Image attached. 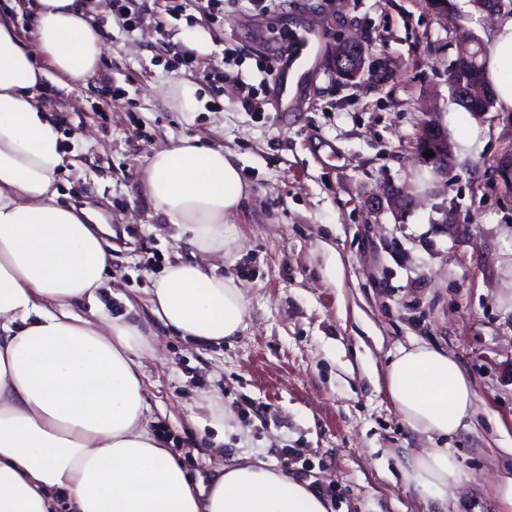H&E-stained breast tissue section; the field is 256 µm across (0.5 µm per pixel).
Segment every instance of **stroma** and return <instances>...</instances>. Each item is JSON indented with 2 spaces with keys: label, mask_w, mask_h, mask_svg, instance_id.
Here are the masks:
<instances>
[{
  "label": "stroma",
  "mask_w": 512,
  "mask_h": 512,
  "mask_svg": "<svg viewBox=\"0 0 512 512\" xmlns=\"http://www.w3.org/2000/svg\"><path fill=\"white\" fill-rule=\"evenodd\" d=\"M438 15L424 0H226L211 21L193 0L180 16L144 0L123 27L113 0H86L104 43L96 75L74 82L48 61L37 97L62 136L61 202L108 225L112 272L98 291L109 315L147 323V424L167 435L194 482L247 456L332 492L333 512H438L408 463L437 440L410 428L387 392L398 349L428 344L459 366L474 412L448 440L464 474L449 512H497L512 474V113L474 116L454 101L448 71L461 32L488 43L494 20L468 0ZM305 24L358 38L362 76L344 85L318 57L295 112L245 111L234 76L269 85L274 31ZM198 70L175 68L173 52ZM223 72L219 84L203 71ZM176 82L198 107L176 110ZM129 101L112 99V85ZM448 135L447 176L416 146L428 106ZM199 139L231 154L247 197L230 217L233 244L217 272L247 300L239 336L198 345L145 305L163 268L192 249L144 192L155 150ZM403 193L401 201L387 194ZM249 405L240 414V405Z\"/></svg>",
  "instance_id": "35a3bbf8"
}]
</instances>
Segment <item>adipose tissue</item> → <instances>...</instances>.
Returning <instances> with one entry per match:
<instances>
[{"label":"adipose tissue","mask_w":512,"mask_h":512,"mask_svg":"<svg viewBox=\"0 0 512 512\" xmlns=\"http://www.w3.org/2000/svg\"><path fill=\"white\" fill-rule=\"evenodd\" d=\"M32 9L29 44L0 15V512H328L306 482L264 462L222 466L201 487L148 431L140 357L150 346L140 322L98 302L112 255L87 211L57 201L65 153L36 95L37 56L82 81L99 70L103 43L80 0H34ZM484 73L500 111L512 112V13L496 19ZM143 187L192 247L224 254L226 220L247 195L231 156L170 144L154 152ZM84 301L87 313H76ZM147 302L204 345L236 336L246 315L234 277L204 260L169 263ZM386 379L403 420L429 436L453 435L473 412L456 362L428 345L399 350ZM409 476L443 504L463 479L447 447L412 457Z\"/></svg>","instance_id":"adipose-tissue-1"}]
</instances>
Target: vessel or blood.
Masks as SVG:
<instances>
[{
	"mask_svg": "<svg viewBox=\"0 0 512 512\" xmlns=\"http://www.w3.org/2000/svg\"><path fill=\"white\" fill-rule=\"evenodd\" d=\"M283 51L273 79L272 103L275 111H294L304 88V76L323 42L320 32L303 26L280 34Z\"/></svg>",
	"mask_w": 512,
	"mask_h": 512,
	"instance_id": "1",
	"label": "vessel or blood"
}]
</instances>
